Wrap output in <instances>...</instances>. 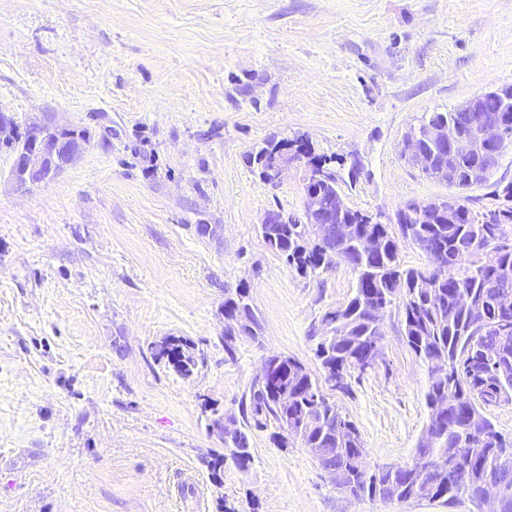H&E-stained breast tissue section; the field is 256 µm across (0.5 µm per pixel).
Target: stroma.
<instances>
[{
    "label": "stroma",
    "instance_id": "1",
    "mask_svg": "<svg viewBox=\"0 0 512 512\" xmlns=\"http://www.w3.org/2000/svg\"><path fill=\"white\" fill-rule=\"evenodd\" d=\"M512 86V0H0V111L87 130L81 157L19 192L0 147V512H474L339 490L300 443L249 428L225 459L213 412L242 419L272 354L313 377L326 313L354 295L346 265L301 274L265 243L266 212L301 215L303 172L248 160L304 137L347 204L390 222L448 195L402 157L429 112ZM512 144L473 212L501 204ZM246 288L258 338L224 349V293ZM386 308L372 368L329 397L373 461L411 463L427 367ZM191 339L190 378L154 361ZM229 448H224L229 452V456L240 466L246 467L250 463L252 454L251 448L248 447V440L245 433L235 430L230 436Z\"/></svg>",
    "mask_w": 512,
    "mask_h": 512
}]
</instances>
